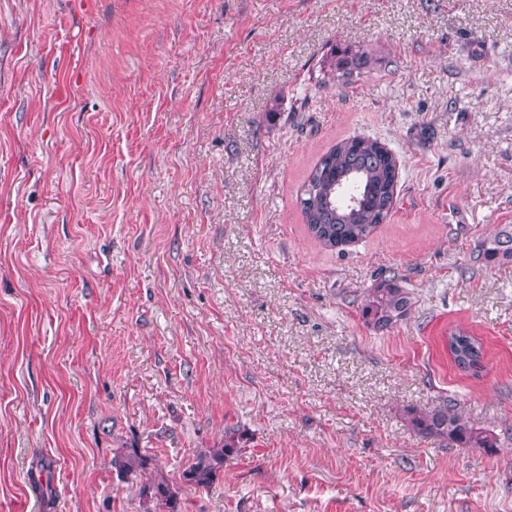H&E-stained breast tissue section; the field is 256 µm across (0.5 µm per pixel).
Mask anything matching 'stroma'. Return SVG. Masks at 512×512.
<instances>
[{"instance_id": "obj_1", "label": "stroma", "mask_w": 512, "mask_h": 512, "mask_svg": "<svg viewBox=\"0 0 512 512\" xmlns=\"http://www.w3.org/2000/svg\"><path fill=\"white\" fill-rule=\"evenodd\" d=\"M354 136L397 200L331 250L297 195ZM505 227L512 0H0V512H144L114 449L175 481L228 432L183 512H512ZM446 405L497 448L410 426ZM484 259L492 264L512 262L511 230H502L489 241V246L484 250ZM396 277L380 279L361 303V315L367 326L383 331L405 320L413 306L411 293ZM448 351L457 368L463 372L478 375L484 367L483 342L468 330L454 328L448 332ZM237 447L238 441L235 439V433L229 435L226 433L224 443L220 442L213 448H203L197 451L188 466L182 471L181 483L195 491L209 489L223 474L226 457L242 451V448Z\"/></svg>"}]
</instances>
